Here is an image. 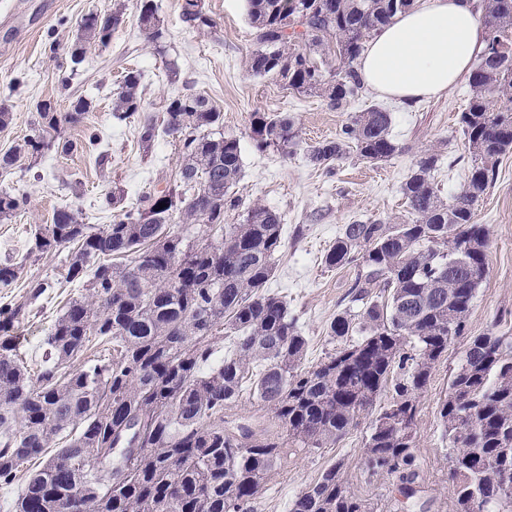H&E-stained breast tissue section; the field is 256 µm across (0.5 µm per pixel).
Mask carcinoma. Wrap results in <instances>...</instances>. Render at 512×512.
Returning a JSON list of instances; mask_svg holds the SVG:
<instances>
[{"mask_svg": "<svg viewBox=\"0 0 512 512\" xmlns=\"http://www.w3.org/2000/svg\"><path fill=\"white\" fill-rule=\"evenodd\" d=\"M414 0H247L259 48L248 70L272 76L298 94H314L343 110L364 88L357 61L366 43ZM140 27L162 37L154 0H136ZM489 37L476 57L471 91L459 125L471 159L462 189L443 200L430 181L440 155L427 151L402 187L408 215L344 225L323 256L328 268H363L349 305L330 323L344 344L305 366L308 340L286 297L268 290L283 244L280 216L254 205L239 224L235 191L242 176L240 140L220 131L218 107L186 90L166 99L162 123L147 118L140 142L149 150L159 133L178 140L181 164L173 180L120 208L112 223L84 224L60 209L37 233L31 252L66 253V278L83 288L55 321L36 372L22 360L14 332L28 307L51 287L24 280L19 300L0 304V487L49 449L71 452L70 469L51 463L29 473L14 504L23 512H59L80 497L83 512H255L270 473L292 446L327 448L372 412L390 380L394 395L371 421L363 456L368 470L397 479L399 493H416L413 451L420 394L432 369L463 335L477 288L488 275L490 232L474 221L475 206L512 150V0H482ZM190 29L214 27L203 0H183ZM123 12L81 21L71 60L108 42ZM140 74L129 71L113 94L112 117L143 109ZM92 101L79 98L60 114L36 106L41 132L83 121ZM249 133L260 151L291 154L299 131L287 115L253 112ZM390 113L372 104L350 116L332 140L311 145V163L331 171L355 153L379 164L399 152ZM51 148L25 140L0 157L6 170L24 154ZM166 207L159 208V203ZM25 193H0V217L26 210ZM193 227L171 230L174 219ZM24 265H0V286L21 279ZM357 339H351V336ZM230 351L216 359V344ZM112 349L103 363L87 356ZM84 358L79 369L69 363ZM278 421L272 436L224 426V411L244 383ZM451 444V512H512V341L489 332L470 339L439 405ZM134 428L142 453L127 460L123 479L108 481L97 464L115 459L109 440ZM334 464L292 502L290 512H374L352 496ZM511 481H505V478Z\"/></svg>", "mask_w": 512, "mask_h": 512, "instance_id": "carcinoma-1", "label": "carcinoma"}]
</instances>
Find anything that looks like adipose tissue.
Here are the masks:
<instances>
[{"instance_id":"obj_1","label":"adipose tissue","mask_w":512,"mask_h":512,"mask_svg":"<svg viewBox=\"0 0 512 512\" xmlns=\"http://www.w3.org/2000/svg\"><path fill=\"white\" fill-rule=\"evenodd\" d=\"M484 46L472 0H424L378 31L357 68L374 92L410 103L448 91Z\"/></svg>"}]
</instances>
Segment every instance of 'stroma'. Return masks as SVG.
Instances as JSON below:
<instances>
[{"label": "stroma", "instance_id": "obj_1", "mask_svg": "<svg viewBox=\"0 0 512 512\" xmlns=\"http://www.w3.org/2000/svg\"><path fill=\"white\" fill-rule=\"evenodd\" d=\"M155 2L165 30L156 42L139 26L136 0H0V104L12 115L11 123L0 129V155L37 136V101L53 100L61 113L76 97L94 101L81 124H60L55 135L57 141H72L74 150L64 154L52 148L35 157L26 155L0 170V191L17 189L30 198L25 212L0 218V264L23 263L27 274L52 283L30 305L29 317L17 331L22 357L36 367L55 319L80 294L78 284L63 278L62 254L32 252L35 231L65 206L81 212L85 223H111L113 212L104 205L108 191L122 189L127 205H135L143 194L172 179L180 166L172 137L160 135L151 151L143 152L137 142L140 117L120 122L112 116V95L126 72L135 70L142 75L145 114L160 115L165 99L189 88L221 110L224 134L239 138L243 175L237 191L244 206L261 204L281 216L284 246L275 257L269 287L287 296L309 341L305 363L314 365L334 347L327 327L344 308L359 273L354 264L326 268L324 253L343 225L370 217L403 218L401 186L426 151L442 155L431 178L439 195L447 198L460 191L467 164L458 114L467 105L469 85L463 80L442 97L410 104L367 89L348 109L334 110L323 98L289 93L276 79L249 72L256 43L247 0H204L215 26L201 32L182 22L183 0ZM117 8L123 11V23L108 46L89 47L84 62L73 66L69 49L82 17ZM171 58L179 64L173 79L165 68ZM372 104L390 112L401 153L376 165L350 157L336 163L330 174L309 162L306 146L336 138L351 113ZM254 112L292 116L303 149L288 156L258 151L249 137ZM94 133L101 141L93 152L86 142ZM475 221L489 228V272L476 291L464 335L438 362L420 397L414 435L417 495L404 498L394 478L366 470L362 452L370 421L365 418L335 445L289 449L267 480L257 512H289L292 500L335 462L342 465L348 492L376 512H449L450 447L439 404L470 337L491 330L512 337V152L502 156L495 183L478 202Z\"/></svg>", "mask_w": 512, "mask_h": 512}]
</instances>
